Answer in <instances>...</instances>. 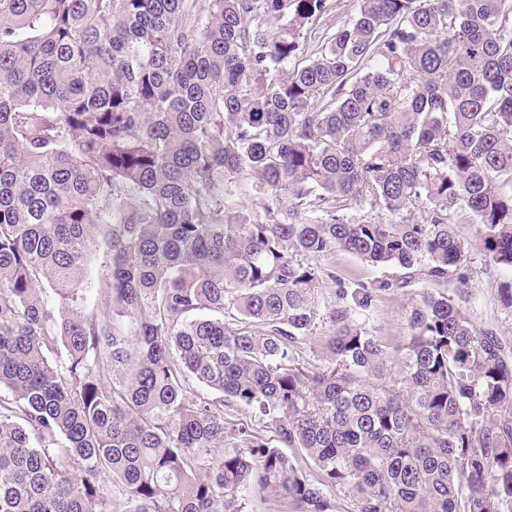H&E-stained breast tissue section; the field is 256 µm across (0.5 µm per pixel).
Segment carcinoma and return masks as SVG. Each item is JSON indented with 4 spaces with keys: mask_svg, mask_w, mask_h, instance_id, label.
I'll use <instances>...</instances> for the list:
<instances>
[{
    "mask_svg": "<svg viewBox=\"0 0 512 512\" xmlns=\"http://www.w3.org/2000/svg\"><path fill=\"white\" fill-rule=\"evenodd\" d=\"M338 8L0 0V512H512V342L313 264L512 271V0ZM455 230L468 248L465 267L461 272L469 279L473 296L462 299L455 296V282L448 285L431 286L429 288H397L392 285L386 291L376 294L362 319L366 320V328L377 336L385 338L391 346L402 343L407 335L406 308L411 292L444 290L455 296L466 310L472 323L481 329L493 328L501 336L512 338V311L505 309L499 301L501 283L510 276L506 271L490 265L476 245L477 224L464 211L453 214Z\"/></svg>",
    "mask_w": 512,
    "mask_h": 512,
    "instance_id": "carcinoma-1",
    "label": "carcinoma"
}]
</instances>
